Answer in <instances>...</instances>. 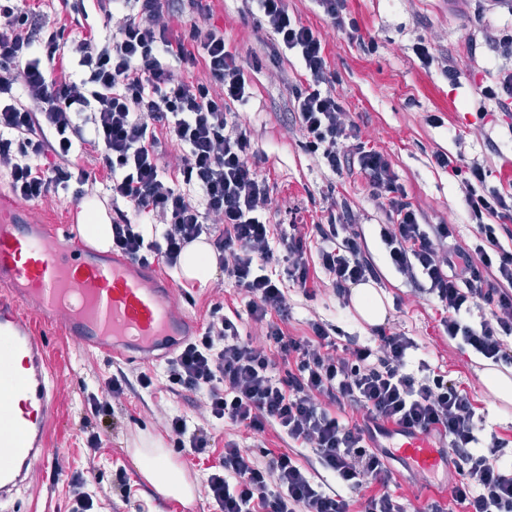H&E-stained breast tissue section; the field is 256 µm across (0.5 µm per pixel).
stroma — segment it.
<instances>
[{"mask_svg": "<svg viewBox=\"0 0 512 512\" xmlns=\"http://www.w3.org/2000/svg\"><path fill=\"white\" fill-rule=\"evenodd\" d=\"M28 3L45 25L65 24L67 34L73 36L84 28L94 29L101 37L112 30L92 0H85L87 17L80 22L63 13L60 0ZM286 3L291 16L320 35L333 76L332 90L358 124L362 142L389 158L424 222L457 225L455 245L467 247L473 227L466 219L461 181L439 168L434 155L458 152L466 160L478 161L489 171L492 185L500 176L512 178V111L500 110L476 93L479 85L494 79L500 70L512 69V58L501 56L492 42L497 30L512 25V14L504 9L475 12L472 0H345L347 17L359 26L354 38L348 29L334 25L315 0ZM211 7V21L223 27L225 42L237 53L250 85L252 97L240 107V119L259 156L257 171L269 175L274 187L273 221L286 224L296 218L309 224L320 221L330 204L347 206L382 272L377 289L391 302L390 324L417 340L419 358L460 382L485 430L507 440L505 454L512 457V401L491 394L480 378L486 369L484 359L449 341L439 327L440 306L415 294L389 266L377 237V227L387 223V214L372 199L364 177L355 170L334 175L320 157L301 148L298 127L288 123L292 90L304 82L299 60L291 54L275 55L272 37L262 19L251 13L248 0H212ZM420 42L428 46L431 61L416 55ZM446 65L456 70V81H448L442 71ZM77 203L83 206L80 220L84 223L92 221L95 213L112 211V202L99 183L81 190L69 187L30 203L29 208L52 226ZM157 273L169 279L178 311L190 312L198 322H205L213 304L245 306L243 295L224 279L203 286L166 268H158ZM288 304V319L282 325L288 335H309V320L319 318L339 328L341 341L366 344L373 338L371 326L353 308L342 306L329 284H320L312 300L289 291ZM63 326L58 319L47 331L59 368L54 382L61 395L60 414L50 437L61 448L64 471L52 480L33 472L17 492L10 512H66L68 482L75 475L92 481L95 512H181V503L160 495L134 464L132 451L146 439L168 449L195 488L194 506L198 512H209L206 471L172 449L166 433L168 419L176 415L203 424L202 406L187 393L171 389L164 362L123 368L121 362L73 343L64 336ZM121 368L132 379L143 371L152 374L154 386L148 391L133 389L113 401L111 418L100 424L85 397L90 392L102 393L106 381ZM96 427L101 430L103 449L92 459L85 444L88 432ZM212 435L216 448L232 439L258 456L267 448L286 447L270 429L257 433L218 425ZM387 469L406 512H428L434 503L445 512H463L448 494L447 471L428 477L392 460ZM121 475L127 479L123 491L116 486Z\"/></svg>", "mask_w": 512, "mask_h": 512, "instance_id": "1", "label": "stroma"}]
</instances>
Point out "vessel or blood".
Masks as SVG:
<instances>
[{
	"mask_svg": "<svg viewBox=\"0 0 512 512\" xmlns=\"http://www.w3.org/2000/svg\"><path fill=\"white\" fill-rule=\"evenodd\" d=\"M0 500L23 486L32 467L58 472L60 451L50 445L57 419L55 371L48 336L20 315L33 306L41 320L74 302L66 332L83 347L128 365L174 353L200 331L198 321L175 311L169 284L151 268L78 241L71 226L45 230L25 208L0 204ZM396 456L421 471H436L444 453L429 436L394 431Z\"/></svg>",
	"mask_w": 512,
	"mask_h": 512,
	"instance_id": "b4317fda",
	"label": "vessel or blood"
}]
</instances>
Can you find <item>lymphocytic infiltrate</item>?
Returning a JSON list of instances; mask_svg holds the SVG:
<instances>
[{
    "instance_id": "1",
    "label": "lymphocytic infiltrate",
    "mask_w": 512,
    "mask_h": 512,
    "mask_svg": "<svg viewBox=\"0 0 512 512\" xmlns=\"http://www.w3.org/2000/svg\"><path fill=\"white\" fill-rule=\"evenodd\" d=\"M96 0L115 27L104 40L89 33L66 41L60 27L41 26L24 0H0V170L12 194L26 202L85 185L91 174L74 160L89 149L106 172L105 190L123 208L112 215V251L147 266L173 269L189 244L204 238L216 263L247 302L248 317L264 325L263 342L243 340L237 316L214 304L198 336L167 361L171 386L203 394L208 426L186 416L168 422L175 448L210 457L209 425L256 432L273 428L288 450L264 457L224 443L205 489L215 512H352V494L368 489L361 512H404L387 478L390 449L379 440L390 426L446 442L454 475L448 483L464 512H512V463L503 438L485 435L466 390L447 372L431 369L404 332L376 327V344L339 345L335 325L310 321V335L285 334L288 290L307 299L325 278L337 297L379 279L349 211L328 206L325 223L305 233L298 224L270 221L272 189L251 163V138L234 104L249 87L239 59L210 24L208 0ZM278 49L294 53L306 79L295 91L291 119L301 148L337 175L365 177L389 221L379 227L387 257L405 282L435 299L440 328L497 367H512V188L488 186L478 162L438 153V167L460 177L474 229L467 248L454 245L453 224H426L407 200L388 158L359 142L360 130L328 88L319 35L290 16L285 0H251ZM197 14L183 18L184 6ZM202 68L188 82L176 68ZM351 141L343 149V141ZM177 148L175 168L164 165ZM489 316L472 321L474 309ZM284 375H275L276 363ZM351 409L350 425L333 409ZM313 457L300 462L295 451ZM331 473L327 486L322 472Z\"/></svg>"
}]
</instances>
